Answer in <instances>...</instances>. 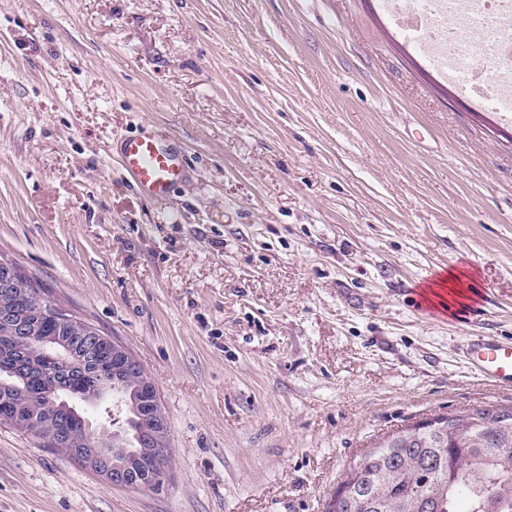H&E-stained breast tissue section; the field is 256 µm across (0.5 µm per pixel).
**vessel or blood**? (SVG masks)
I'll use <instances>...</instances> for the list:
<instances>
[{"mask_svg": "<svg viewBox=\"0 0 512 512\" xmlns=\"http://www.w3.org/2000/svg\"><path fill=\"white\" fill-rule=\"evenodd\" d=\"M115 160L123 177L146 198L167 201L174 188L187 179L181 150L155 134L151 125L124 137ZM462 352L470 368L484 380L512 387V342L474 336Z\"/></svg>", "mask_w": 512, "mask_h": 512, "instance_id": "b4317fda", "label": "vessel or blood"}]
</instances>
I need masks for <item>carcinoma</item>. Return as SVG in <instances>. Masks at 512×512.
I'll use <instances>...</instances> for the list:
<instances>
[{
    "mask_svg": "<svg viewBox=\"0 0 512 512\" xmlns=\"http://www.w3.org/2000/svg\"><path fill=\"white\" fill-rule=\"evenodd\" d=\"M32 322L40 358L23 373L12 362L19 346L11 320ZM90 323L52 299L38 280L16 269L12 290L0 288V424L43 440V427L62 402L74 408L70 430L82 441L95 422L81 409L98 399L117 403L122 424L112 430V460L133 457L142 416L153 411L137 377L103 349L85 370L66 375L53 338L78 344ZM436 429L406 428L346 471L335 512H512V409L445 415Z\"/></svg>",
    "mask_w": 512,
    "mask_h": 512,
    "instance_id": "cac0c4a2",
    "label": "carcinoma"
}]
</instances>
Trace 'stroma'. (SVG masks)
Here are the masks:
<instances>
[{
    "mask_svg": "<svg viewBox=\"0 0 512 512\" xmlns=\"http://www.w3.org/2000/svg\"><path fill=\"white\" fill-rule=\"evenodd\" d=\"M144 122L161 204L110 150ZM0 260L137 356L172 452L122 489L0 424V512H327L384 438L512 407L461 357L512 338V122L378 0H0ZM114 157L123 177L157 202L167 201L187 179L182 151L157 136L149 124L124 137Z\"/></svg>",
    "mask_w": 512,
    "mask_h": 512,
    "instance_id": "1",
    "label": "stroma"
}]
</instances>
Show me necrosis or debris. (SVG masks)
Returning <instances> with one entry per match:
<instances>
[{"label":"necrosis or debris","mask_w":512,"mask_h":512,"mask_svg":"<svg viewBox=\"0 0 512 512\" xmlns=\"http://www.w3.org/2000/svg\"><path fill=\"white\" fill-rule=\"evenodd\" d=\"M379 8L440 76L512 120V0H379Z\"/></svg>","instance_id":"1"}]
</instances>
